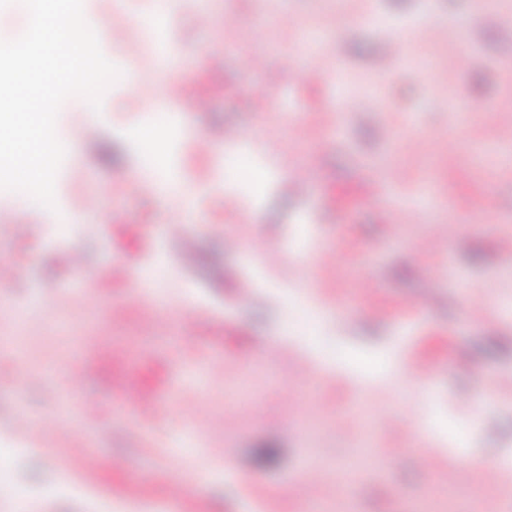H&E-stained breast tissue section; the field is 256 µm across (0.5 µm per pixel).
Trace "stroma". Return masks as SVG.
I'll list each match as a JSON object with an SVG mask.
<instances>
[{
    "instance_id": "stroma-1",
    "label": "stroma",
    "mask_w": 512,
    "mask_h": 512,
    "mask_svg": "<svg viewBox=\"0 0 512 512\" xmlns=\"http://www.w3.org/2000/svg\"><path fill=\"white\" fill-rule=\"evenodd\" d=\"M375 5L391 25L369 26ZM285 16L257 26L255 0H191L173 18L176 45L153 63L157 84L223 83L186 116L174 164L194 189L197 221L142 174L131 132L150 116L133 64L102 102L111 126L92 136L58 128L79 190L97 198L83 231L46 240L54 213L23 193L0 197V512H93L105 500L152 512H301L335 500L336 469L360 444L381 469L356 482L355 512H416L444 497L446 512L479 502L512 512V30L496 16L512 0H283ZM155 0H119L108 31L152 34ZM435 16L440 30L411 39L422 71L390 65L379 96L332 113L339 85L310 73L303 31L334 34L330 70L361 76L388 53L393 22ZM478 31L467 66L458 33ZM452 29L453 37L442 34ZM261 68L246 65L253 52ZM290 58L291 71L279 68ZM469 88V114L447 100ZM249 135L262 188L236 179ZM223 163V183L206 177ZM311 172L307 188L293 179ZM34 226L15 235L16 215ZM456 224L450 238L439 227ZM242 234L249 251L225 249ZM323 312L310 321L307 302ZM322 357L380 360L360 381L300 372ZM426 378L427 387L416 384ZM480 399L479 430L466 402ZM52 426L28 441L18 418ZM465 433L460 465L449 427ZM231 458L226 479H198L201 456ZM75 496L51 490L58 476Z\"/></svg>"
}]
</instances>
